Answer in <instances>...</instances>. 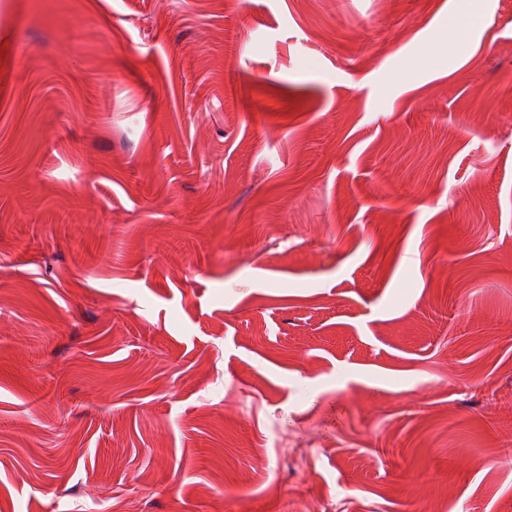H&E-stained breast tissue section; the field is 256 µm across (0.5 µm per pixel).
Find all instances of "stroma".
<instances>
[{
  "label": "stroma",
  "mask_w": 512,
  "mask_h": 512,
  "mask_svg": "<svg viewBox=\"0 0 512 512\" xmlns=\"http://www.w3.org/2000/svg\"><path fill=\"white\" fill-rule=\"evenodd\" d=\"M508 75L512 0H0V512H512Z\"/></svg>",
  "instance_id": "stroma-1"
}]
</instances>
